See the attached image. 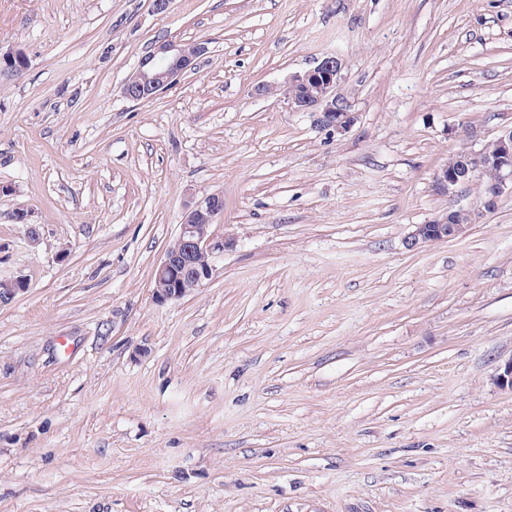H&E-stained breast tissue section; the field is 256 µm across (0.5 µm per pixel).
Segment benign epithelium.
I'll list each match as a JSON object with an SVG mask.
<instances>
[{
  "mask_svg": "<svg viewBox=\"0 0 512 512\" xmlns=\"http://www.w3.org/2000/svg\"><path fill=\"white\" fill-rule=\"evenodd\" d=\"M206 52L207 48L202 44L188 47L172 40L156 43L125 80L123 96L133 102L156 96L194 69ZM344 68L341 58L325 56L313 68L293 74L285 82V86L295 90L287 97L294 111L311 114L316 126L341 135L357 120L349 101L337 93L344 80ZM494 144L495 150L491 154L482 149L459 153L457 166H446L435 174V190L453 197L457 189L475 174L491 169L494 177L484 184L482 194L485 207H495L504 190H512V127L503 130ZM223 211L224 198L219 194H210L186 205L177 235L180 248L175 252L165 251L155 269L153 297L157 302L183 299L212 278L215 261L224 254V250L234 245V239L214 229L215 221ZM474 220L472 211L451 205L433 223L417 225L409 237L408 246L416 248L429 242L459 237L467 232ZM15 221L27 226L29 243L39 242V225L32 222L30 211H18ZM27 286V280L22 276L1 278L0 303L15 298Z\"/></svg>",
  "mask_w": 512,
  "mask_h": 512,
  "instance_id": "1",
  "label": "benign epithelium"
}]
</instances>
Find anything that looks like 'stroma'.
<instances>
[{
    "instance_id": "obj_1",
    "label": "stroma",
    "mask_w": 512,
    "mask_h": 512,
    "mask_svg": "<svg viewBox=\"0 0 512 512\" xmlns=\"http://www.w3.org/2000/svg\"><path fill=\"white\" fill-rule=\"evenodd\" d=\"M161 40L200 42L153 99ZM0 512H512V0H0ZM358 119L271 87L327 55ZM235 244L163 304L185 204ZM467 234L409 248L449 205ZM41 240L30 247L19 210ZM206 52L207 48L202 44L188 47L172 40L156 43L125 80L123 96L133 102L153 98L174 85L186 72L194 69L197 61ZM165 60L168 64L161 69L160 62ZM493 153L479 151L461 152L457 166L444 167L434 177V188L441 194L454 197L457 189L468 183L477 173L492 169L494 177L484 184L482 194L485 207L494 208L497 198L509 188L512 192V127L507 128L495 140Z\"/></svg>"
}]
</instances>
